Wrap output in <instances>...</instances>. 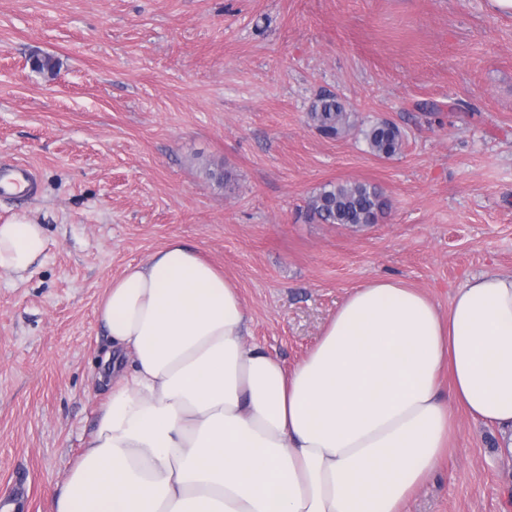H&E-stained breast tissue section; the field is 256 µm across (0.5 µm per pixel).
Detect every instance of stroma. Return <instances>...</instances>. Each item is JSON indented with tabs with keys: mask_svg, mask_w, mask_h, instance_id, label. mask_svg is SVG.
Instances as JSON below:
<instances>
[{
	"mask_svg": "<svg viewBox=\"0 0 512 512\" xmlns=\"http://www.w3.org/2000/svg\"><path fill=\"white\" fill-rule=\"evenodd\" d=\"M52 57L54 70L36 62ZM336 95L337 140L308 121ZM389 121L398 154L364 132ZM36 175L0 223L46 256L0 272V499L51 512L96 426L112 343L96 313L177 238L242 295L251 339L293 366L353 288L393 277L447 310L512 274V12L489 0H0V164ZM377 187L376 223L313 220L328 183ZM456 448L405 512H512V452L452 416ZM372 152L379 157H391L402 146L403 135L398 126L387 121L377 122L365 132ZM48 240L41 224L14 216L0 224V270L22 275L42 256Z\"/></svg>",
	"mask_w": 512,
	"mask_h": 512,
	"instance_id": "35a3bbf8",
	"label": "stroma"
}]
</instances>
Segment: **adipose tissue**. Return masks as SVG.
Returning a JSON list of instances; mask_svg holds the SVG:
<instances>
[{
	"instance_id": "ef3b65f1",
	"label": "adipose tissue",
	"mask_w": 512,
	"mask_h": 512,
	"mask_svg": "<svg viewBox=\"0 0 512 512\" xmlns=\"http://www.w3.org/2000/svg\"><path fill=\"white\" fill-rule=\"evenodd\" d=\"M40 224H0L27 272ZM98 319L116 378L53 512H404L454 446L452 413L512 449V275L440 311L391 277L354 288L294 366L250 342L237 286L171 239L113 278Z\"/></svg>"
}]
</instances>
